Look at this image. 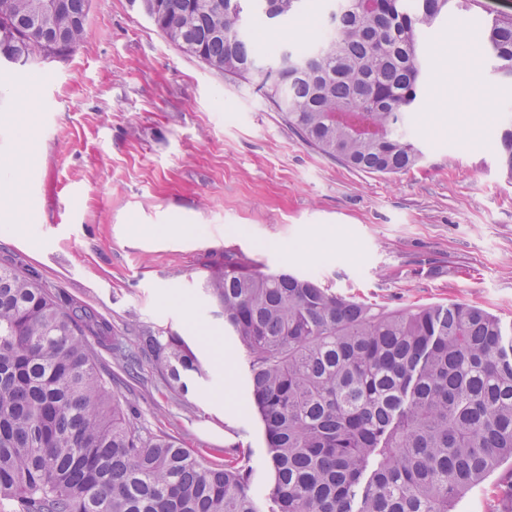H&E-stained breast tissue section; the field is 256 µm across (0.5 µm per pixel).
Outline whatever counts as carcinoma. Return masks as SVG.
Returning <instances> with one entry per match:
<instances>
[{"instance_id": "1", "label": "carcinoma", "mask_w": 512, "mask_h": 512, "mask_svg": "<svg viewBox=\"0 0 512 512\" xmlns=\"http://www.w3.org/2000/svg\"><path fill=\"white\" fill-rule=\"evenodd\" d=\"M0 0V62L64 58L84 41L89 0L36 12ZM309 0H129L173 45L238 81L258 80L288 128L324 156L396 173L423 152L405 114L425 87L419 33L481 0H329L310 46L262 52L250 21L280 24ZM512 81V15L481 34ZM512 175V120H499ZM204 288L248 368V406L266 438L267 512H456L512 463V340L477 306L388 311L311 276L267 272L233 252ZM112 327L0 263V507L7 512H260L248 449L205 464L128 417L94 363ZM150 356L186 394L200 361L180 336L148 332L124 355Z\"/></svg>"}]
</instances>
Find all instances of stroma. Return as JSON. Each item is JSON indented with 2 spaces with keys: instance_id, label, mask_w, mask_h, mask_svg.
I'll return each instance as SVG.
<instances>
[{
  "instance_id": "obj_1",
  "label": "stroma",
  "mask_w": 512,
  "mask_h": 512,
  "mask_svg": "<svg viewBox=\"0 0 512 512\" xmlns=\"http://www.w3.org/2000/svg\"><path fill=\"white\" fill-rule=\"evenodd\" d=\"M510 10L482 0L425 29L426 86L407 119L424 156L381 175L305 145L255 83L186 55L129 0H89L76 53L0 75V259L96 311L128 345L139 331L181 336L202 365L188 394L148 358L129 374L102 350L98 368L144 431L202 462L250 449L265 497L263 426L242 409L245 357L203 288L206 264L231 251L389 310L462 302L512 323V177L496 125L512 81L479 54L485 22ZM250 31L261 46L312 44L322 18L257 19ZM452 94L469 109L445 111ZM167 224L192 231L162 234Z\"/></svg>"
}]
</instances>
